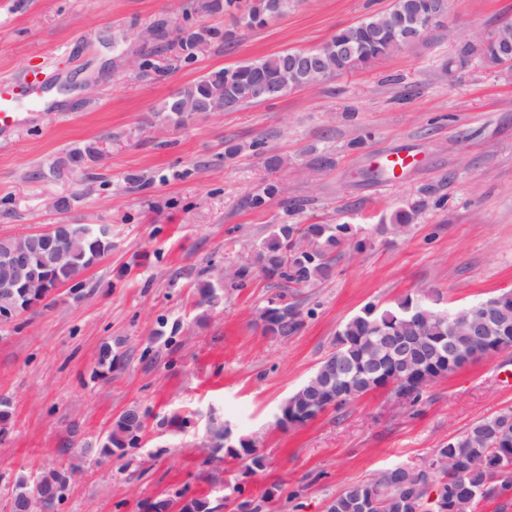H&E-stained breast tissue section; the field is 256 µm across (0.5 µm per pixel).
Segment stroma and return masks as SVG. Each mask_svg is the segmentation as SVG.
I'll use <instances>...</instances> for the list:
<instances>
[{
  "mask_svg": "<svg viewBox=\"0 0 512 512\" xmlns=\"http://www.w3.org/2000/svg\"><path fill=\"white\" fill-rule=\"evenodd\" d=\"M203 0H0V77L46 70L30 120L0 136V237L54 224H105L112 251L78 290L61 287L0 325V512L18 474L80 468L55 512H143L160 498L218 505L241 462L198 449L210 412L256 440L264 466L246 495L275 490L274 512H327L345 486L416 465L478 420L512 408V349L436 380L419 414L377 388L339 411L288 430L274 427L284 400L365 306H388L424 288L453 309L512 290V68L474 57L450 66L466 40L512 21V0H449L423 40L373 65L235 112L158 127L154 111L207 72L283 50L318 47L392 0H299L265 27L211 15ZM234 33L165 74L130 66L146 55L139 33L184 12ZM124 42L113 43L115 33ZM108 138L91 170L61 183L37 170ZM262 140L261 152L250 144ZM240 152L225 158L227 145ZM393 151L405 174L369 178ZM285 161L273 169L266 159ZM283 190L250 205L267 184ZM70 200L56 208L57 198ZM420 206L408 231L381 235L401 209ZM276 224H349L333 279L300 289L307 316L288 340L263 335L257 311L274 293L263 275L224 286L216 308L195 307L199 282L220 283ZM121 341L120 366L96 375L99 348ZM147 412L138 447L103 457L102 442L127 408ZM80 433L69 437L70 424Z\"/></svg>",
  "mask_w": 512,
  "mask_h": 512,
  "instance_id": "stroma-1",
  "label": "stroma"
}]
</instances>
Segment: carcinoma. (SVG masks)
I'll return each instance as SVG.
<instances>
[{"mask_svg":"<svg viewBox=\"0 0 512 512\" xmlns=\"http://www.w3.org/2000/svg\"><path fill=\"white\" fill-rule=\"evenodd\" d=\"M296 6V0H204L202 9L210 14L240 12L237 23L246 27H262L268 21L283 16ZM447 0H394L386 12L377 13L336 32L327 42L313 50H286L256 60L213 70L195 82L172 94L160 110L154 112L159 124H182L194 113L206 109L215 90L232 89L226 111L233 112L247 104L259 103L252 89L258 83L276 86L282 94L292 91L301 71L311 67L308 79L323 81L360 65L391 55L408 41L410 35L430 15H443ZM159 51H174L179 59L191 61L199 46L231 43L233 33L219 27L190 25L182 35L170 38L167 25L154 24ZM478 56L488 67L512 65V32L504 29L500 34L487 37L481 48L463 44L457 53L460 62ZM98 148L93 143L71 149L66 159L56 161L48 172H38L37 178L47 176L54 180L64 177L65 164L79 169L99 161ZM417 209L398 210L391 216L390 228L394 234L408 229L416 217ZM355 237L349 224H276L259 242L253 256L237 265L232 273L236 283L243 286L260 268L273 288L274 297L283 299L293 290L329 280L334 275L332 253ZM58 251L65 254L66 263H58L55 253L40 257L38 271H46L54 280L82 285L81 277L93 265L112 252V236L108 227L90 224H66L60 232ZM199 307L213 308L224 298L220 289L211 282L197 285ZM29 289L22 288L5 296L0 294V308H28ZM494 303L497 314L500 350L512 347V295L497 294L485 300L453 310H439L427 290L415 296H406L395 304L377 308L369 305L350 318L336 333L334 349L311 376L288 398L285 412L303 422L312 421L317 412L306 393L310 387L332 390L334 408H341L371 390L379 387V378L385 373L396 374L402 380L401 388L409 393V404L417 406L424 391L417 380L406 375L394 362L391 352L376 343L379 336H392L399 340L415 341L425 336L440 353L452 356L460 351L477 361L482 359L487 344L464 333L458 326L474 318L483 306ZM290 315L272 313L265 305L258 310L257 320L265 335L284 339L299 332L304 317L296 303L286 305ZM122 354L111 344L101 346L97 372L105 374L118 367ZM146 422L135 417V408L124 410L113 422L98 453L110 456L114 451L137 447ZM210 451L247 461L249 472L264 466V458L252 456L248 439L239 438L237 448L224 447V425L212 420L208 426ZM433 457L441 461L451 457L457 466H434L431 460L410 468L392 467L383 471L384 481H364L349 485L329 502L327 512H433V495L446 498L457 505V512H478L482 501L503 492H512V469L492 466L495 459L512 460V408L504 409L473 424L465 432L436 449ZM77 468L50 469L37 475L20 474L13 482L11 499L15 506L29 509L54 508L64 499V491Z\"/></svg>","mask_w":512,"mask_h":512,"instance_id":"1","label":"carcinoma"}]
</instances>
